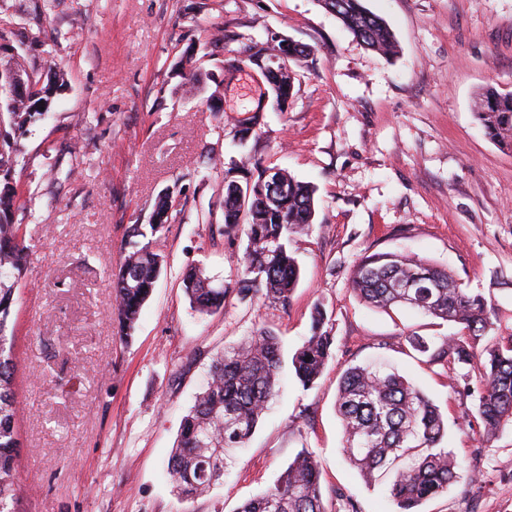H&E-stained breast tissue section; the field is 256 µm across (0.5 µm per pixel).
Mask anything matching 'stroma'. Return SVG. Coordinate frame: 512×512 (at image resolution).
Returning a JSON list of instances; mask_svg holds the SVG:
<instances>
[{"instance_id": "stroma-1", "label": "stroma", "mask_w": 512, "mask_h": 512, "mask_svg": "<svg viewBox=\"0 0 512 512\" xmlns=\"http://www.w3.org/2000/svg\"><path fill=\"white\" fill-rule=\"evenodd\" d=\"M397 52L361 44L320 0H0V36L64 78L43 123L17 135L15 216L30 248L16 306L24 512H236L276 484L303 449L321 466L328 512H395L347 460L337 387L353 365L398 370L448 422L464 464L420 512H512V427L483 442L469 422L486 342L512 336V150L475 112L487 87L512 92V0H363ZM309 47L287 111L258 104V81H225L226 60L271 34ZM224 85V109L171 68L188 44ZM247 160L315 189L309 234L292 240L300 278L287 309L228 297L200 316L181 288L203 269L233 287L244 232H219L224 166ZM171 192L177 219L153 239L167 267L132 340L111 315V271L129 229ZM212 210L214 221L199 214ZM397 252L447 268L491 309L474 361L437 362L411 335L440 341L457 326L368 307L350 290L366 255ZM322 306L333 356L311 389L284 366L282 387L247 447L224 458V481L182 502L165 475L182 416L214 354L259 328L292 357Z\"/></svg>"}]
</instances>
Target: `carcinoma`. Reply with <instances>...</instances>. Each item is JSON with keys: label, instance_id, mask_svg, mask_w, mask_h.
Listing matches in <instances>:
<instances>
[{"label": "carcinoma", "instance_id": "cac0c4a2", "mask_svg": "<svg viewBox=\"0 0 512 512\" xmlns=\"http://www.w3.org/2000/svg\"><path fill=\"white\" fill-rule=\"evenodd\" d=\"M320 2L368 49L383 57L394 54L390 28L362 0ZM1 66L25 73L28 81L20 93L0 90V119L7 127L0 131V512H20L21 441L12 308L16 287L27 270L29 246L23 228L14 221L20 204L13 182V135L43 119L61 85L55 73L26 62L17 52L0 60ZM263 78L284 95H293L292 71H270ZM476 118L490 139L512 149V93L486 88ZM279 175L285 183L283 192L271 196L254 188L246 201L241 199L239 185L250 178L256 185L260 178L243 163L224 170V233L245 227L247 245L232 289L214 285L200 269L184 274V292L199 313L223 311L232 291L242 303L259 296L271 306L288 307L300 276L288 246L294 236L312 228L315 188L283 171ZM176 218L166 192L156 202L148 227L136 224L131 229L136 238L132 251L112 272L119 328L125 339L132 337L166 264L150 242L137 238L164 231ZM409 282L416 285L411 299L402 289ZM350 283L353 293L372 307L385 311L408 308L462 325L464 334L448 336L437 347L420 336L409 337L416 350L429 352L436 360L468 362L471 345L491 329L486 299L464 288L448 270L424 260H408L394 253L368 255L355 266ZM324 326V312L316 306L311 336L291 358L295 377L307 388L315 384L332 356L333 337ZM485 353L475 412L483 426L482 439L488 442L505 425H512V339L493 343ZM282 362L280 339L262 328L213 359L206 381L181 419L168 456L166 472L178 499L191 502L222 482L224 456L244 447L254 433L276 396ZM336 408L347 459L366 485L388 482L396 512H419V505L447 491L459 478L462 466L444 446L447 425L440 409L399 373L364 365L347 368L338 384ZM320 477L318 462L302 450L273 488L244 502L237 512H326Z\"/></svg>", "mask_w": 512, "mask_h": 512}]
</instances>
